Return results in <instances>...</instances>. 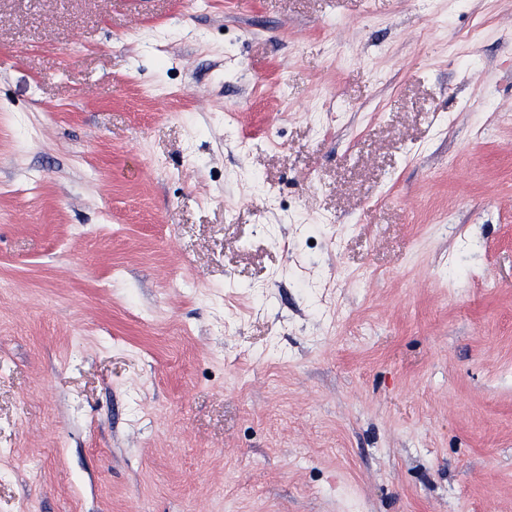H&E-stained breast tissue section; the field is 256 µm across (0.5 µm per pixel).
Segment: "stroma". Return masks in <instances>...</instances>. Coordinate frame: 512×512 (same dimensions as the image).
<instances>
[{"mask_svg":"<svg viewBox=\"0 0 512 512\" xmlns=\"http://www.w3.org/2000/svg\"><path fill=\"white\" fill-rule=\"evenodd\" d=\"M0 512H512V0H0Z\"/></svg>","mask_w":512,"mask_h":512,"instance_id":"obj_1","label":"stroma"}]
</instances>
